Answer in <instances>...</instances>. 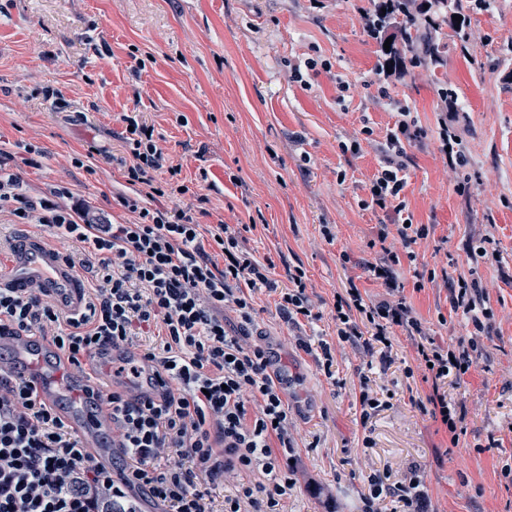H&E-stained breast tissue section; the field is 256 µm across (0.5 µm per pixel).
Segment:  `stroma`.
<instances>
[{"label":"stroma","instance_id":"35a3bbf8","mask_svg":"<svg viewBox=\"0 0 512 512\" xmlns=\"http://www.w3.org/2000/svg\"><path fill=\"white\" fill-rule=\"evenodd\" d=\"M369 0H0V149L30 195L69 187L103 223L134 216L120 197L152 210L192 206L199 223L251 224L242 246L271 259L277 291L253 294L249 333L274 369H287L293 433L316 497L295 489L284 512H361L363 481L373 472L424 477L432 512H512V0L467 11L466 46L449 45L437 72L390 78L387 98L375 80L381 59L360 22ZM455 97L454 123L464 166L438 150L442 88ZM427 131L407 146L402 213L370 207L379 147L400 109ZM154 128L187 185L179 199L149 197L129 185L122 115ZM359 141V152L347 149ZM40 166L27 165L30 150ZM465 192H458V185ZM408 219L427 237L402 259L399 279L427 337L445 344L475 339L477 364L449 398L466 407V431L450 446L441 423L415 400L430 385L416 372L415 337L394 329L389 368L368 371V385L390 393L388 407L360 423L361 347L340 341L331 309L357 286L379 300L386 289L367 270L381 225ZM331 226L333 240L322 234ZM493 236L496 261L472 263L470 251ZM301 267L323 317L297 343L282 317L279 292ZM475 275L488 292L491 334L476 333L451 309L443 281L415 289V272ZM329 343L334 378L320 364ZM372 437L364 447V437ZM500 440L497 448L489 440Z\"/></svg>","mask_w":512,"mask_h":512}]
</instances>
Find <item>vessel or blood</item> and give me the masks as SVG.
<instances>
[{"mask_svg":"<svg viewBox=\"0 0 512 512\" xmlns=\"http://www.w3.org/2000/svg\"><path fill=\"white\" fill-rule=\"evenodd\" d=\"M0 287L39 288L70 316L87 307L84 282L54 248L36 238H24L13 251L0 255ZM8 351L14 373L29 380L39 399L65 425L80 434L84 448L100 463L112 460L105 441L112 438V413L105 400L117 384L109 375L112 355L95 352L92 364L98 378L77 375L66 356L47 338L0 336V350Z\"/></svg>","mask_w":512,"mask_h":512,"instance_id":"b4317fda","label":"vessel or blood"}]
</instances>
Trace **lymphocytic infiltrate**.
Masks as SVG:
<instances>
[{
	"instance_id": "f902f5d3",
	"label": "lymphocytic infiltrate",
	"mask_w": 512,
	"mask_h": 512,
	"mask_svg": "<svg viewBox=\"0 0 512 512\" xmlns=\"http://www.w3.org/2000/svg\"><path fill=\"white\" fill-rule=\"evenodd\" d=\"M131 131L124 143L131 156L129 183L150 186L164 195L153 175L177 178L146 122L123 115ZM425 133L399 122L381 147V169L370 187L371 202L402 212L398 199L405 185L407 144ZM12 156L0 149V215L34 228L54 240L82 243L79 267L92 275L87 310L78 317L62 313L36 290L0 288V335L48 336L85 369L91 353L103 347L141 350V357H116L112 373L134 380L152 372L161 383L158 399L139 402L126 392L110 394L112 442L124 464L109 471L95 462L79 438L39 400L32 385L0 372V512H136V496L148 492L164 512H213L211 491L233 476L238 485L224 499V512H282V503L305 471L290 429L284 379L269 369V353L250 342L253 293L271 287L270 267L244 252L239 231L220 224L205 230L188 208L170 211L142 206L121 197L138 219L101 224L66 187L31 196L10 170ZM397 233L399 247L387 244ZM426 227L380 228L382 255L369 264L389 299L366 300L359 288L337 296L332 317L341 341L361 346L371 362L390 363L391 336L402 328L417 339L416 361L432 391L421 411L445 425L451 444L464 432L466 412L449 400L448 381H461L473 366V341L458 338L442 347L423 329L399 283V249H411ZM279 307L288 324L321 320L308 295L305 273L294 268ZM453 311L480 332L492 329L485 288L465 276L446 277ZM232 311L237 333L224 327ZM153 340L141 348L143 337ZM363 512H429L422 479L411 474L387 483L371 473L361 494Z\"/></svg>"
}]
</instances>
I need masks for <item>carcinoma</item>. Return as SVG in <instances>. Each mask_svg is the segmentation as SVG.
<instances>
[{
    "label": "carcinoma",
    "mask_w": 512,
    "mask_h": 512,
    "mask_svg": "<svg viewBox=\"0 0 512 512\" xmlns=\"http://www.w3.org/2000/svg\"><path fill=\"white\" fill-rule=\"evenodd\" d=\"M386 13L372 14L368 36L378 47L380 56L391 53L413 68L436 71L443 65L448 44L437 35L434 23L446 20L448 40L464 46L467 25H458L452 16H465L463 0H385ZM392 38L390 49L384 48Z\"/></svg>",
    "instance_id": "carcinoma-1"
}]
</instances>
